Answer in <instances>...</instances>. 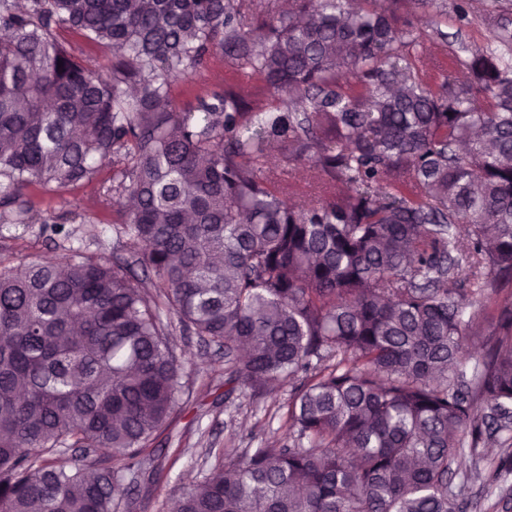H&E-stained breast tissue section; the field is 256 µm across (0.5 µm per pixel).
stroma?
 I'll list each match as a JSON object with an SVG mask.
<instances>
[{
  "instance_id": "35a3bbf8",
  "label": "stroma",
  "mask_w": 512,
  "mask_h": 512,
  "mask_svg": "<svg viewBox=\"0 0 512 512\" xmlns=\"http://www.w3.org/2000/svg\"><path fill=\"white\" fill-rule=\"evenodd\" d=\"M473 5L471 24L462 27L452 21L444 26V42L450 50L462 53L487 45L494 26L512 29V0H473ZM224 73V57L215 55L207 70L173 85L174 107L184 110L196 94L223 82ZM95 201L96 188L92 185L71 189L60 197L37 196V207L49 216L85 212L97 214L99 221L67 222L54 236L43 233L37 224L18 227L10 237L0 239V261L15 265L34 257L57 259L77 247L88 254L111 256L115 244L112 214L97 210ZM171 341L177 354L194 363L195 369L179 407L145 453L147 467L160 473L158 480L140 482L119 512H167L170 495L207 473L209 449L260 448L288 436L284 421L289 386L251 398L238 396L224 383L223 353L206 347L194 336L177 333Z\"/></svg>"
}]
</instances>
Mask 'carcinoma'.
Here are the masks:
<instances>
[{
  "label": "carcinoma",
  "instance_id": "obj_1",
  "mask_svg": "<svg viewBox=\"0 0 512 512\" xmlns=\"http://www.w3.org/2000/svg\"><path fill=\"white\" fill-rule=\"evenodd\" d=\"M359 2L0 0V236L110 164L126 251L0 267V512L131 498L192 370L173 316L240 395L301 380L291 441L214 453L169 512H469L512 472V61L435 47L439 0ZM217 50L267 98L176 111ZM59 41L72 46L80 45L84 50V59L89 65H108L112 64L114 53L112 48L104 45L85 46L78 36L67 29L57 31Z\"/></svg>",
  "mask_w": 512,
  "mask_h": 512
}]
</instances>
